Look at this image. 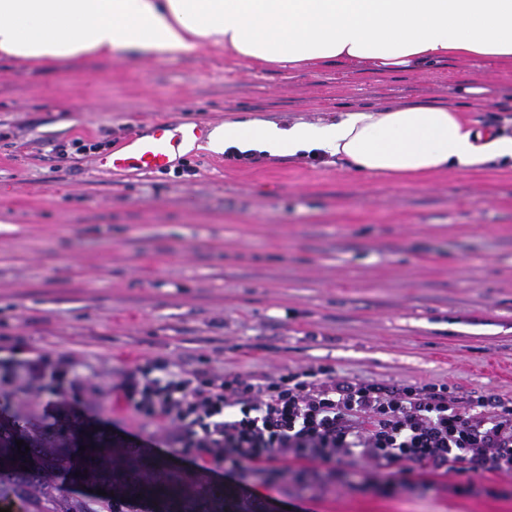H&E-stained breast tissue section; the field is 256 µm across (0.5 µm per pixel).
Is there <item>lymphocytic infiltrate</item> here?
<instances>
[{
	"label": "lymphocytic infiltrate",
	"mask_w": 512,
	"mask_h": 512,
	"mask_svg": "<svg viewBox=\"0 0 512 512\" xmlns=\"http://www.w3.org/2000/svg\"><path fill=\"white\" fill-rule=\"evenodd\" d=\"M68 356L0 362V381L26 391L81 389ZM118 397L158 426L164 447L199 468L224 472V491L249 512H269V501L248 484L281 477L304 488L344 483L345 461L367 464L363 484L390 493L429 489L455 473L512 475V399L449 396L447 384L396 386L334 375L331 368L295 369L276 378L226 375L166 360L136 367L116 385ZM330 463L328 471L313 462ZM398 468L401 482L383 476Z\"/></svg>",
	"instance_id": "obj_1"
}]
</instances>
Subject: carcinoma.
I'll use <instances>...</instances> for the list:
<instances>
[{
  "instance_id": "carcinoma-1",
  "label": "carcinoma",
  "mask_w": 512,
  "mask_h": 512,
  "mask_svg": "<svg viewBox=\"0 0 512 512\" xmlns=\"http://www.w3.org/2000/svg\"><path fill=\"white\" fill-rule=\"evenodd\" d=\"M73 436L70 428H39L25 418L11 427L0 426V458L14 462L11 471H0V505L30 497L34 512H145L135 490L146 488L178 497L182 512H242L241 504L226 496L224 488L212 486L200 476L189 477L168 469L127 448H114L100 435L85 438L84 446L91 452L81 454L76 462L71 455ZM18 440L30 448L27 455L18 453ZM80 478L112 482L114 496L97 502L95 509L78 500L61 510L60 484Z\"/></svg>"
}]
</instances>
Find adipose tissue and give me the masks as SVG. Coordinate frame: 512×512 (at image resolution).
<instances>
[{
    "label": "adipose tissue",
    "instance_id": "obj_1",
    "mask_svg": "<svg viewBox=\"0 0 512 512\" xmlns=\"http://www.w3.org/2000/svg\"><path fill=\"white\" fill-rule=\"evenodd\" d=\"M223 48L252 66L420 71L512 61V0H0V55L43 67L88 54L176 60ZM209 146L319 151L373 179L423 182L512 158V137L450 105L355 108L288 127L232 120Z\"/></svg>",
    "mask_w": 512,
    "mask_h": 512
}]
</instances>
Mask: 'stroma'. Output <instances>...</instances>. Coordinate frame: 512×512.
I'll use <instances>...</instances> for the list:
<instances>
[{"label": "stroma", "mask_w": 512, "mask_h": 512, "mask_svg": "<svg viewBox=\"0 0 512 512\" xmlns=\"http://www.w3.org/2000/svg\"><path fill=\"white\" fill-rule=\"evenodd\" d=\"M460 106L512 136V65L450 59L422 72L252 67L225 49L174 61L86 56L46 69L0 58V357H76L87 431L160 433L113 387L168 358L277 376L327 366L391 385L448 383L512 398V162L414 185L308 158L231 161L208 145L168 172H104L137 120L209 127L315 121L359 107ZM88 143L85 151L73 139ZM297 491L310 512H512L445 489Z\"/></svg>", "instance_id": "obj_1"}]
</instances>
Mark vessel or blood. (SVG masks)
<instances>
[{"instance_id":"obj_1","label":"vessel or blood","mask_w":512,"mask_h":512,"mask_svg":"<svg viewBox=\"0 0 512 512\" xmlns=\"http://www.w3.org/2000/svg\"><path fill=\"white\" fill-rule=\"evenodd\" d=\"M209 134V127L193 120L144 119L98 163L106 168H132L146 174L160 172L172 165L180 148L207 143Z\"/></svg>"}]
</instances>
